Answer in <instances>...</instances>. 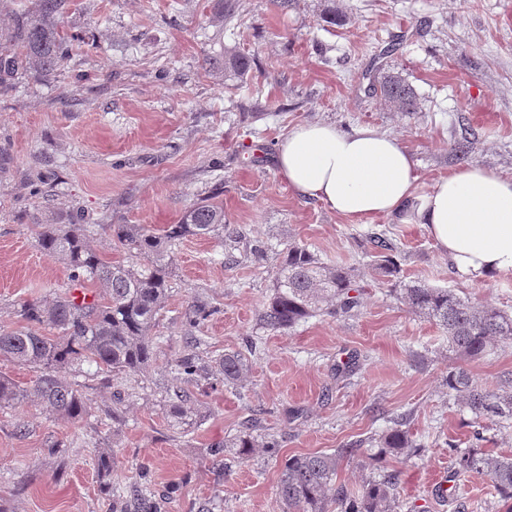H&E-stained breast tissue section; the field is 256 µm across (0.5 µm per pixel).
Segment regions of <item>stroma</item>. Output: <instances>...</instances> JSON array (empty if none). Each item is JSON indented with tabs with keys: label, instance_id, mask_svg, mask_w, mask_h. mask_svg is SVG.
<instances>
[{
	"label": "stroma",
	"instance_id": "stroma-1",
	"mask_svg": "<svg viewBox=\"0 0 512 512\" xmlns=\"http://www.w3.org/2000/svg\"><path fill=\"white\" fill-rule=\"evenodd\" d=\"M233 2L228 23L205 0H67L61 25L74 41L63 71L31 70L0 88V149L9 155L0 167V327L17 326L24 299L104 293L71 282L68 267L41 252L40 225L81 212L96 227L92 245L112 260L105 225L158 229L212 196L241 241L263 239L276 253L297 243L329 264L367 267V234L389 230L404 279L511 313L512 275L466 281L420 225L386 216L358 224L296 196L274 153L293 126L325 121L398 136L413 152L421 195L466 161L512 177V0ZM393 42L398 51L384 56ZM234 47L257 59L241 80L224 76V51ZM381 65L414 87L417 111L365 94ZM463 136L473 143L465 159L454 150ZM362 285L351 316L320 314L273 332L257 321L271 264L250 263L217 238L183 240L151 331L159 351L143 373L92 381V415L76 422L34 402L0 412V512H109L96 476L103 445L124 499L146 485L162 512H282L284 458L333 452L396 418L422 446L380 464L400 473L401 512H507L488 477L453 467L454 449L469 445V416L443 379L457 364L495 387L512 374V344L476 360L456 356L388 285L368 276ZM198 297L220 309L198 329L208 355L254 343L241 384L206 388L174 376L184 311ZM352 356L359 366L349 372ZM177 390L203 414L188 432L172 429L163 410ZM115 406L124 417L117 430L105 418ZM250 419L278 440V456L259 451L243 464L230 454L216 468L207 448ZM20 420L23 436L14 431ZM55 440L64 445L57 458L46 452Z\"/></svg>",
	"mask_w": 512,
	"mask_h": 512
}]
</instances>
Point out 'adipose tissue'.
Masks as SVG:
<instances>
[{
  "label": "adipose tissue",
  "mask_w": 512,
  "mask_h": 512,
  "mask_svg": "<svg viewBox=\"0 0 512 512\" xmlns=\"http://www.w3.org/2000/svg\"><path fill=\"white\" fill-rule=\"evenodd\" d=\"M281 177L301 198L361 222L389 216L421 225L467 281L512 275V178L479 163L453 169L417 195L411 149L374 128L296 125L277 145Z\"/></svg>",
  "instance_id": "1"
}]
</instances>
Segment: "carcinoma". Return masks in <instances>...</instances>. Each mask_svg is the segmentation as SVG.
<instances>
[{"label": "carcinoma", "instance_id": "1", "mask_svg": "<svg viewBox=\"0 0 512 512\" xmlns=\"http://www.w3.org/2000/svg\"><path fill=\"white\" fill-rule=\"evenodd\" d=\"M65 2L38 0L37 13L18 17L10 29L0 31V87L31 69L44 77H54L63 70L72 41L59 23ZM253 66L251 54L224 51V73L242 77ZM367 93L381 97L396 112L418 108L414 89L397 73L372 76ZM103 228L112 237L114 248L124 253V259L104 260L87 244L84 225L76 216L68 224L40 225V250L50 258L63 260L73 280L99 284L105 297L100 302L88 301L65 292L51 299L19 303L16 314L22 325L0 330V361L31 366L38 375L30 386L0 375L1 411L30 400L69 421L81 420L90 408L89 399L79 388L61 381L58 371L72 367L89 376L106 378L142 372L155 353L147 336L169 294L172 247L188 237L211 235L224 237L230 249L238 243V236L224 223V204L213 197L190 206L176 223L157 231L139 224H105ZM367 243L374 278L394 283L397 298L442 328L448 336L449 350L476 359L512 343L511 314L489 304L473 303L446 288L403 279L400 252L386 229L371 233ZM363 275L355 266L325 263L306 246L290 244L275 266L273 293L259 313V322L268 330L283 331L322 311L348 314L359 305L357 280ZM219 313V308L196 300L186 309L184 322L192 330ZM45 326L59 330L60 336L41 334ZM186 344V353L174 364L181 380L234 385L249 370L248 360L240 352L206 361L197 352L200 339L188 336ZM445 383L448 395L455 396L471 413L470 427L477 442L483 440L482 421L512 422V379L493 389L482 388L473 383L466 369L455 366L448 370ZM194 411L182 399L171 403V426L189 425ZM369 443L378 452L363 447L364 441L360 440L331 453L289 456L278 483L285 512H330L333 506L339 512H397V475L387 472L355 491L337 482L338 469L347 459L363 458L373 466L383 453L407 455L415 448L406 423L397 419ZM228 448L235 449L243 462L249 461L257 448L271 456L279 454L274 436L258 432L252 423L233 437L212 444L208 455L219 465ZM454 464L460 471L488 477L499 498L512 501V455L475 444L456 453ZM96 466L101 491L111 493L112 452L100 451Z\"/></svg>", "mask_w": 512, "mask_h": 512}]
</instances>
